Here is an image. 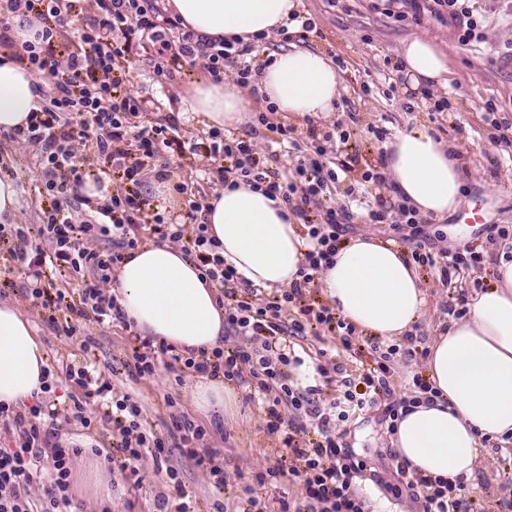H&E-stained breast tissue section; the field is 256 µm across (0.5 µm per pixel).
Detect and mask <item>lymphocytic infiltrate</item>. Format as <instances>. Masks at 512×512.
Returning <instances> with one entry per match:
<instances>
[{"instance_id": "f902f5d3", "label": "lymphocytic infiltrate", "mask_w": 512, "mask_h": 512, "mask_svg": "<svg viewBox=\"0 0 512 512\" xmlns=\"http://www.w3.org/2000/svg\"><path fill=\"white\" fill-rule=\"evenodd\" d=\"M5 2L0 7V45L11 47V16L26 12L36 32L24 43L22 58L48 87L25 125L7 134L36 154L39 186L51 202L37 231L25 224L0 225V252L27 276L29 300L63 313L66 335L81 337V349L87 352L92 343L87 322L126 319L118 297L104 289L115 280L126 252L146 239L181 250L215 289L236 344L185 355L145 339L132 352L136 374L154 375L162 365L246 385L259 397L264 432L282 451L256 475L255 485L243 487V512H264L258 487L286 474L298 484L300 496L285 503L284 512H371L359 491L366 467L354 462L342 424L365 418L382 402L392 433L410 407L432 402L438 393L417 373L407 381L403 397L394 398L398 369L420 356L415 338L408 335L403 343L390 345L363 338L359 328L319 300L318 274L334 265L356 220L389 226L387 243L409 247L413 263L438 269L445 283L473 272L475 291L485 286L482 245L468 242L451 251H432L423 235L426 219L410 201L392 210L384 207L380 191L392 186L385 157L363 163L343 153L360 122L358 113H347L325 130L309 117L300 128L269 104L248 113L242 130L211 127L187 137L174 114L155 115L141 95L126 87L131 60L142 54L154 75L174 89L188 64L200 67L214 83L229 79L248 87L264 67L258 43L196 36L165 8L164 0H91L95 15L73 37L64 28L65 19L81 9L82 0ZM397 2L395 21L417 23L427 13L441 22L455 21L460 44L482 38L477 0ZM262 130L271 139L260 150L254 138ZM166 151L182 158L174 184L183 204L177 220L152 209L144 190ZM87 162L112 187L94 204L82 195ZM243 184L280 202L307 244L288 287L253 285L225 261L221 242L209 231L208 189L235 190ZM338 189L349 197L362 193V212L327 206V195ZM101 240L111 241V249H98ZM87 271L93 272V281L57 288L60 278ZM305 336H330L334 342L321 352L319 383L300 388L287 373L296 359L282 342ZM66 377L80 393L63 409L52 408L46 399L55 385L49 370L41 378V400L23 409L0 403V512H72L71 462L77 449L56 442L55 435L63 420L90 428L88 408L96 402L112 407L109 460L134 477L143 453H151L157 472L180 499L177 512L196 509L178 471L168 463L171 449L194 459L210 484L223 487L224 471L207 449L208 430L180 415L172 397L164 399L170 423L161 433L149 425L137 398L115 392L93 359L68 365ZM285 406L293 412L287 420L281 414ZM394 477L417 500L419 512H472L465 477L445 481L405 461L397 463ZM37 483L42 493L36 498L31 489Z\"/></svg>"}]
</instances>
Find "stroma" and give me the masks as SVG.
<instances>
[{
  "instance_id": "obj_1",
  "label": "stroma",
  "mask_w": 512,
  "mask_h": 512,
  "mask_svg": "<svg viewBox=\"0 0 512 512\" xmlns=\"http://www.w3.org/2000/svg\"><path fill=\"white\" fill-rule=\"evenodd\" d=\"M389 0H304V11L313 18L320 31L310 37L309 50L317 53L333 51L345 60L346 76L352 87L368 82L372 93L360 107L363 123L356 127L346 151L360 159L376 158L382 143L369 134L367 124L383 126L391 132L419 128L437 142L454 148L456 162L463 181L462 201L458 211L433 218L425 231L438 246L455 249L463 243L485 237V226L463 224L462 210L483 209L490 223L512 226V153L491 137L492 129L482 119L487 101H495L503 117L512 119V59L503 57L499 46L512 41V0H493L483 28L482 40L460 45L450 37L446 27L431 18L421 24L398 23L389 18ZM422 35L431 39L448 55V83L434 87L435 96H448L450 114L428 118L421 111H409L415 93L408 86L404 73H388L385 58L399 59L407 38ZM131 90L148 100L158 114L168 112L171 103L168 84L158 82L144 57L133 60L128 74ZM0 158L7 161L14 175L17 191L16 223L39 225L50 201L34 189L31 178L36 157L28 148L0 136ZM425 294L424 313L419 319L425 343H432L451 320L446 314L454 293L467 289L465 280L443 285L440 273L434 269L419 271ZM27 280L21 271L0 272V303L16 305L31 323L36 336L47 352V364L58 382L57 395L65 397L71 391L65 378L66 367L83 359L78 339L65 335L61 326L50 325L48 313L26 297ZM95 345L92 349L97 365L110 377L120 393H131L145 407L149 421L158 430H165L168 413L165 397H173L190 419L203 424L210 432L209 448L215 462L225 475L223 489L213 487L194 459L172 450L170 462L175 466L187 493L199 512H209L214 502H223L227 512H240L241 488L253 481L267 465L275 443L267 438L263 428L261 403L249 399L245 386L226 383L236 401L233 408H198L192 392L196 374L176 375L158 367L153 376L138 377L131 359L132 338L123 323L89 324ZM95 417L91 429L80 424H62L61 441L80 449L72 463V498L80 512H175L179 500L170 497L161 504L165 488L156 476L150 455L140 463L141 483H134L127 471L96 455V448L109 447L112 442V422L100 407H93ZM382 410L368 418L344 425L346 440L357 459L376 471L377 480H364L360 489L372 503L374 512H417L409 496L393 497L384 493L381 482L392 481L386 451L394 437L382 420Z\"/></svg>"
}]
</instances>
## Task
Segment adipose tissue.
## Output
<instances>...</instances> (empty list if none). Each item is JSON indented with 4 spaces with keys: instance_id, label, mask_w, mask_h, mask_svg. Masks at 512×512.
Wrapping results in <instances>:
<instances>
[{
    "instance_id": "obj_1",
    "label": "adipose tissue",
    "mask_w": 512,
    "mask_h": 512,
    "mask_svg": "<svg viewBox=\"0 0 512 512\" xmlns=\"http://www.w3.org/2000/svg\"><path fill=\"white\" fill-rule=\"evenodd\" d=\"M172 10L199 34L273 35L295 0H169ZM28 28L15 27L14 48L0 50V131L23 125L38 109V80L18 61ZM404 73L412 88L448 80V58L428 38L405 40ZM338 73L324 56L294 49L275 55L258 89L278 111L317 117L334 111ZM248 102L229 85L200 80L178 110L217 127L239 124ZM393 183L420 213L442 216L457 208L462 180L450 149L420 130L398 132L387 146ZM209 230L224 257L261 288L288 286L305 245L284 209L243 185L212 195ZM495 283L467 304L464 318L437 336L427 360L428 379L439 396L398 423L394 445L402 460L444 480L471 475L480 438L512 437V261L494 268ZM320 281L333 306L362 330L392 340L423 312L425 299L414 267L401 251L355 240L340 250ZM117 294L127 320L145 336L181 350L224 342V310L193 262L167 246L132 250L118 272ZM47 361L25 316L0 304V402L17 403L39 393Z\"/></svg>"
}]
</instances>
